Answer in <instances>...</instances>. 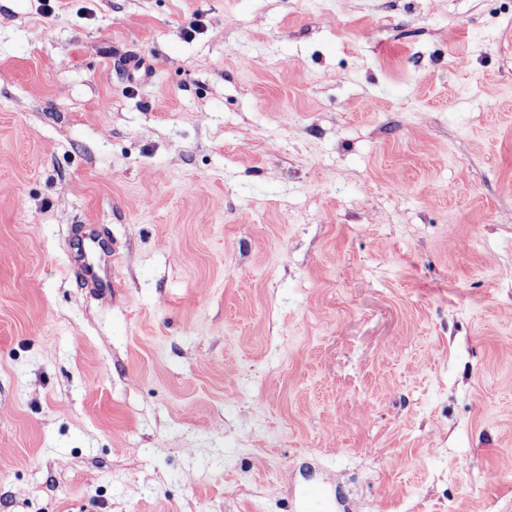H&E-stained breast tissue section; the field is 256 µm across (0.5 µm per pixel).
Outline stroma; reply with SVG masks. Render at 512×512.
<instances>
[{
    "label": "stroma",
    "instance_id": "stroma-1",
    "mask_svg": "<svg viewBox=\"0 0 512 512\" xmlns=\"http://www.w3.org/2000/svg\"><path fill=\"white\" fill-rule=\"evenodd\" d=\"M0 512H512V0H0Z\"/></svg>",
    "mask_w": 512,
    "mask_h": 512
}]
</instances>
